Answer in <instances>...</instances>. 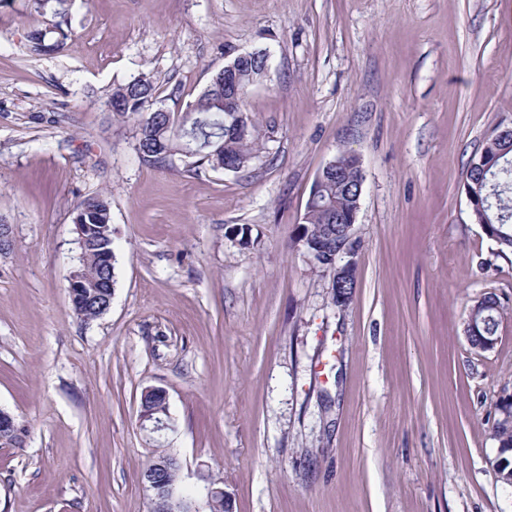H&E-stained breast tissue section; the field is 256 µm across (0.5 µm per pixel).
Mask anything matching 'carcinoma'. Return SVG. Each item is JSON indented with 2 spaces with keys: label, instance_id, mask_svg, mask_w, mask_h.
<instances>
[{
  "label": "carcinoma",
  "instance_id": "carcinoma-1",
  "mask_svg": "<svg viewBox=\"0 0 512 512\" xmlns=\"http://www.w3.org/2000/svg\"><path fill=\"white\" fill-rule=\"evenodd\" d=\"M72 5V0H33L34 11L43 14L52 9L58 21L50 28L40 30L42 39L31 43V52L51 54L59 52L67 33L62 24ZM249 82H243L237 92H224V76L217 72L204 91L185 110V121L177 124L150 122L151 114L162 108L158 88L153 78L141 74L129 81L116 84L107 100L120 99L124 108L113 115L138 119L139 152L146 158L164 162L180 153L189 159L191 167L207 165L214 170L224 169V159L242 160L245 168L261 150L260 136L256 126L249 121L246 109ZM486 153L497 157L499 169L494 178L481 172L480 165L470 164L463 183L465 193L482 184L480 194L489 195V207L472 212L474 220L488 224V236L501 256L512 255V141L502 140L489 144ZM352 192L348 185L336 182L331 175L318 184L317 200L306 204L296 243L312 261L322 267L328 262V254L336 249L338 228L336 209L352 206ZM81 223L85 229V241L80 246V268L84 269L91 298L81 309L75 310L80 318L100 315L99 301L109 294L115 285V268L105 264L100 254L112 247V202L97 193L88 195L77 204ZM503 318L500 301L493 306L479 308L476 313L478 335L471 337L472 347L498 333ZM493 437L498 443L496 454L504 459L501 483L512 481V394L500 397L495 405Z\"/></svg>",
  "mask_w": 512,
  "mask_h": 512
}]
</instances>
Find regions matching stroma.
Listing matches in <instances>:
<instances>
[{
  "instance_id": "35a3bbf8",
  "label": "stroma",
  "mask_w": 512,
  "mask_h": 512,
  "mask_svg": "<svg viewBox=\"0 0 512 512\" xmlns=\"http://www.w3.org/2000/svg\"><path fill=\"white\" fill-rule=\"evenodd\" d=\"M54 55L29 49L27 0L0 5V512H150L140 475L176 449L233 512H512L492 466L512 393V257L463 190L512 127V0H74ZM268 51L240 172L145 161L135 120L104 106L154 76L175 117L228 57ZM364 175L357 286L293 239L338 151ZM112 201V306L88 321L68 278L74 209ZM247 227L248 246L233 232ZM496 294L501 339L464 335ZM166 391L173 428L140 423Z\"/></svg>"
}]
</instances>
